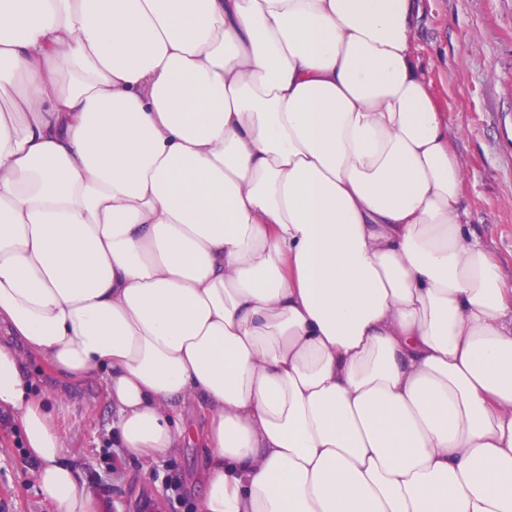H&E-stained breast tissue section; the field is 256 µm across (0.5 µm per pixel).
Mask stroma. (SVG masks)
<instances>
[{
  "mask_svg": "<svg viewBox=\"0 0 512 512\" xmlns=\"http://www.w3.org/2000/svg\"><path fill=\"white\" fill-rule=\"evenodd\" d=\"M415 53L465 169L463 204L512 279V0H421ZM35 386L56 402L71 442L64 451L110 512H195L205 476L202 449L188 444L157 463L113 447L101 379L53 377L28 362ZM0 512H49L36 495L20 434L0 430Z\"/></svg>",
  "mask_w": 512,
  "mask_h": 512,
  "instance_id": "stroma-1",
  "label": "stroma"
}]
</instances>
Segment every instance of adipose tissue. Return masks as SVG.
Here are the masks:
<instances>
[{"instance_id": "obj_1", "label": "adipose tissue", "mask_w": 512, "mask_h": 512, "mask_svg": "<svg viewBox=\"0 0 512 512\" xmlns=\"http://www.w3.org/2000/svg\"><path fill=\"white\" fill-rule=\"evenodd\" d=\"M419 0H0V414L107 512L32 388L105 381L197 512H512V281L462 205Z\"/></svg>"}]
</instances>
